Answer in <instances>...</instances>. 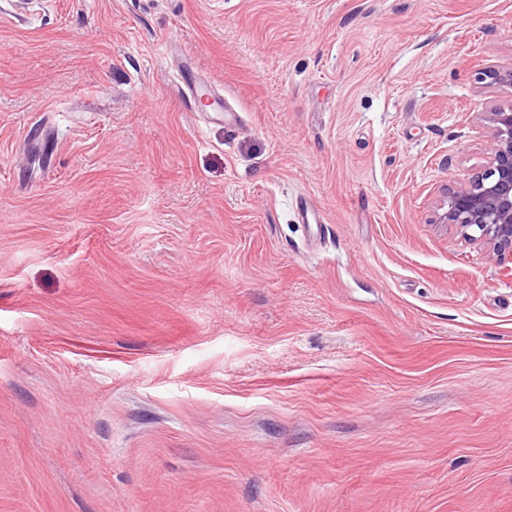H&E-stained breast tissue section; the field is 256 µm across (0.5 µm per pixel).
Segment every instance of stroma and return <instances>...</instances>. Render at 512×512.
I'll use <instances>...</instances> for the list:
<instances>
[{
	"label": "stroma",
	"mask_w": 512,
	"mask_h": 512,
	"mask_svg": "<svg viewBox=\"0 0 512 512\" xmlns=\"http://www.w3.org/2000/svg\"><path fill=\"white\" fill-rule=\"evenodd\" d=\"M510 65L512 0H0V512H512L435 222Z\"/></svg>",
	"instance_id": "obj_1"
}]
</instances>
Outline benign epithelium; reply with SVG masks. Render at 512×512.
I'll use <instances>...</instances> for the list:
<instances>
[{"mask_svg": "<svg viewBox=\"0 0 512 512\" xmlns=\"http://www.w3.org/2000/svg\"><path fill=\"white\" fill-rule=\"evenodd\" d=\"M490 130L489 167L456 189H449L439 223L452 224L473 242L492 247V257L512 255V105L480 113Z\"/></svg>", "mask_w": 512, "mask_h": 512, "instance_id": "7a95c632", "label": "benign epithelium"}]
</instances>
